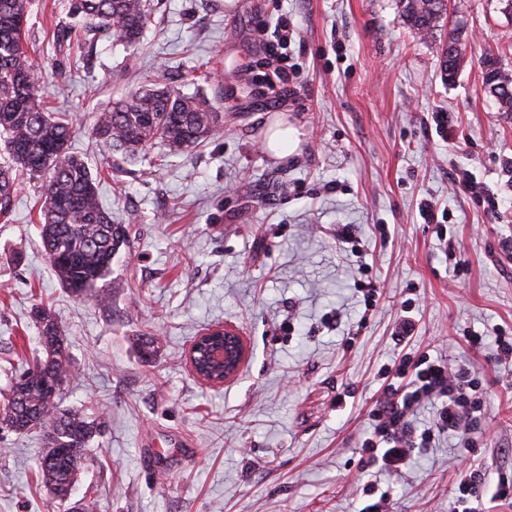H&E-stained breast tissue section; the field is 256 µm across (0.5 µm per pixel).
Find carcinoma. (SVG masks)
I'll return each instance as SVG.
<instances>
[{
  "label": "carcinoma",
  "instance_id": "obj_1",
  "mask_svg": "<svg viewBox=\"0 0 512 512\" xmlns=\"http://www.w3.org/2000/svg\"><path fill=\"white\" fill-rule=\"evenodd\" d=\"M29 7L30 0H0V151L7 154L0 163V214L8 216L23 176H45L38 226L51 270L72 294L106 305L112 292L98 283L112 273V261L129 244L128 225L112 223V213L100 201L97 178L83 158L69 151L74 116L47 111L40 98L42 68L23 44ZM398 7L423 37L433 35L448 15V0H398ZM71 12L83 28L128 45L138 43L151 22L149 0H72ZM463 66L461 54L441 57V70L450 80ZM480 66L484 93L499 111L512 112V72L492 54ZM223 134L224 115L208 98L156 87L128 93L96 113L92 124L96 142L131 160L157 143L165 147V156H177ZM32 316L39 354L0 392V429L46 431L37 477L62 505L104 421L61 409L64 390L51 391L44 372L71 379L68 337L51 309L36 307Z\"/></svg>",
  "mask_w": 512,
  "mask_h": 512
}]
</instances>
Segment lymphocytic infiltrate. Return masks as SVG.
I'll list each match as a JSON object with an SVG mask.
<instances>
[{
	"label": "lymphocytic infiltrate",
	"mask_w": 512,
	"mask_h": 512,
	"mask_svg": "<svg viewBox=\"0 0 512 512\" xmlns=\"http://www.w3.org/2000/svg\"><path fill=\"white\" fill-rule=\"evenodd\" d=\"M430 405L437 408L432 427L417 429V415ZM483 406L476 371L470 363L451 364L427 355L403 358L376 404L374 426L362 449L371 464L400 474L414 453L431 447L436 434L454 436L461 447H473ZM488 501L512 503V480L502 478L493 484L477 473L462 477L454 512H486L484 504Z\"/></svg>",
	"instance_id": "lymphocytic-infiltrate-1"
}]
</instances>
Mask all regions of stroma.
I'll return each mask as SVG.
<instances>
[{"instance_id":"stroma-1","label":"stroma","mask_w":512,"mask_h":512,"mask_svg":"<svg viewBox=\"0 0 512 512\" xmlns=\"http://www.w3.org/2000/svg\"><path fill=\"white\" fill-rule=\"evenodd\" d=\"M152 2L133 47L92 34L58 40L69 0H31L27 22L43 100L75 114L71 148L105 171L102 204L130 227L106 307L71 297L51 271L36 228L42 178L23 179L0 221V390L32 361L31 311L44 304L70 343L64 406L107 422L77 494L94 488L101 512H360L372 485L388 492L391 512H452L468 468L512 479V369L463 337L467 327L512 336V256L502 248L512 240V112L484 94L479 64L489 52L512 70L502 0H451L443 31L427 40L397 0ZM281 17L295 34L275 96L264 75ZM458 25L465 66L448 83L440 47ZM148 79L216 101L223 137L171 163L160 145L135 163L102 149L95 113ZM278 123L299 139L282 158L266 148ZM425 200L436 223L419 214ZM344 224L363 257L337 250ZM446 239L459 259L445 255ZM367 279L380 295L371 312L357 290ZM407 314L415 331L400 343ZM217 324L239 331L249 355L213 387L185 355ZM147 336L159 342L148 359ZM423 354L478 371V445L437 437L393 476L361 445L384 369ZM42 448L41 431H0V512H49L35 476Z\"/></svg>"}]
</instances>
